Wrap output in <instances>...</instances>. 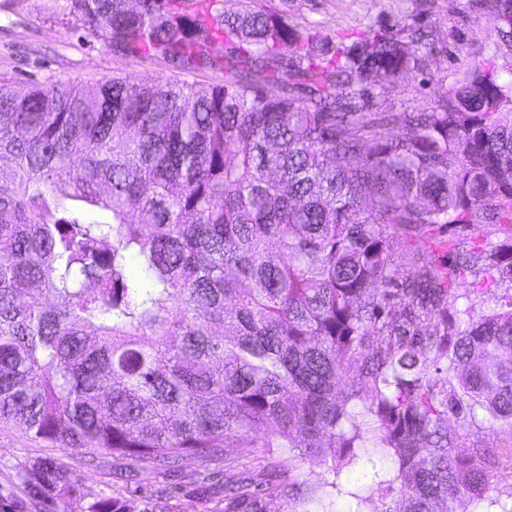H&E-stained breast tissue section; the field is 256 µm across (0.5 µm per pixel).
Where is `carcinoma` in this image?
<instances>
[{
  "instance_id": "obj_1",
  "label": "carcinoma",
  "mask_w": 512,
  "mask_h": 512,
  "mask_svg": "<svg viewBox=\"0 0 512 512\" xmlns=\"http://www.w3.org/2000/svg\"><path fill=\"white\" fill-rule=\"evenodd\" d=\"M483 6L512 39V0ZM73 8L117 50L222 64L224 84L0 80V421L132 471L250 439L337 477L372 439L395 469L347 492L359 512L482 506L512 442L451 454L478 416L512 422V296L476 317L453 284L485 261L512 282V237L456 243L451 261L393 242L512 228V83L476 58L430 110L397 119L373 109L372 79L429 66L424 29L346 45L257 0ZM72 487L51 463L26 485L31 498ZM260 491L250 475L235 487ZM75 512L133 510L103 498ZM488 231L486 226H473L469 228H461L456 226H450L448 229L441 233L442 239L448 238H466L469 248H482V245L486 239V232Z\"/></svg>"
}]
</instances>
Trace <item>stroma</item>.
Instances as JSON below:
<instances>
[{
	"mask_svg": "<svg viewBox=\"0 0 512 512\" xmlns=\"http://www.w3.org/2000/svg\"><path fill=\"white\" fill-rule=\"evenodd\" d=\"M259 4L289 26L317 29L328 40L421 21L432 26L437 39L427 72L436 79L453 76L480 54L493 58L501 78L512 81V48L500 44L498 24L481 9L480 0H259ZM422 76L415 72L401 85L378 87L379 103L393 112L430 109L433 88L423 85ZM0 77L19 91L37 84H101L115 78H160L204 87L224 81L219 70L182 72L160 59L115 53L102 31L88 27L74 12L72 0H0ZM48 461L68 467L78 491L73 497L53 495L42 512H63L73 498L87 504L109 497L132 502L135 512H226L225 481L244 472L267 476L277 468L291 469L299 492L284 496L272 486L236 506L235 512H319L325 503L331 512L355 508L352 499L333 493L321 504L309 500V491L333 475L319 461L300 459L295 448L270 454L243 441L215 460L185 458L178 476L146 471L138 482L129 484L120 478L112 458H100L93 467L80 453L50 447L1 423L0 512H10L13 500L23 497V475L35 474Z\"/></svg>",
	"mask_w": 512,
	"mask_h": 512,
	"instance_id": "1",
	"label": "stroma"
}]
</instances>
